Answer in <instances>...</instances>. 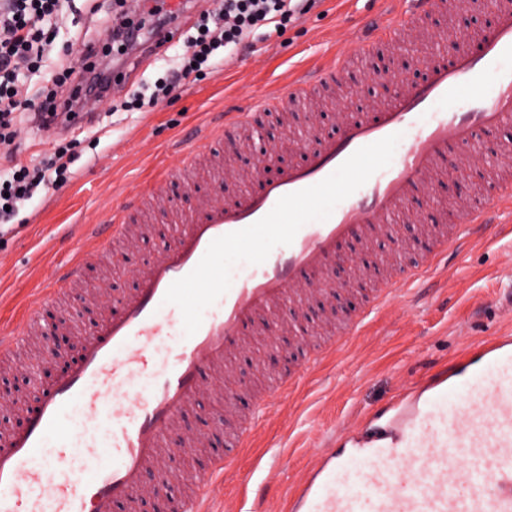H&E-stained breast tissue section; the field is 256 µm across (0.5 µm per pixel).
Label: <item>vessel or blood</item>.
<instances>
[{
    "label": "vessel or blood",
    "mask_w": 512,
    "mask_h": 512,
    "mask_svg": "<svg viewBox=\"0 0 512 512\" xmlns=\"http://www.w3.org/2000/svg\"><path fill=\"white\" fill-rule=\"evenodd\" d=\"M400 19H380L355 32L351 48L324 53L291 75L287 86L252 99L246 111L216 115L204 134L209 147L192 151L191 166L238 144L268 112L295 111L339 85L349 62L380 48L408 47L433 32L434 54L418 81L396 82L388 102L358 115L339 114L334 131L301 135L302 162L272 165L255 190L225 193L217 172L185 228L137 277V286L84 335L77 355L44 390L23 426L0 432V512H116L143 493L167 495L166 460L189 447L177 424L196 401L205 377L232 376L231 361L249 326L277 308L336 288L329 273L349 241L370 248L386 241L382 284L364 313L322 340L296 338L306 360L258 395L252 416L234 409L242 388L224 399L236 435L207 469L194 474L193 494L170 512H212L229 466L270 413L308 374L314 360L357 335L366 316L388 304L400 285L419 286L446 268L448 254L512 216V146L495 163L504 175L461 209L457 224L422 225L419 264L400 259L396 217L443 177L459 176L448 151L479 152L485 136L512 127V0H475L493 27L478 49L435 29L447 0H386ZM87 224L71 262L59 267L13 326L0 328V359L13 357L26 336L49 350L43 308L66 295L85 267L131 236L145 208L173 210L169 176ZM243 252L245 266L228 271L226 255ZM295 512H512V341H479L471 357L437 376L426 402L401 406L385 432L360 450L322 458L294 491Z\"/></svg>",
    "instance_id": "obj_1"
}]
</instances>
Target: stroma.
Returning a JSON list of instances; mask_svg holds the SVG:
<instances>
[{"label":"stroma","mask_w":512,"mask_h":512,"mask_svg":"<svg viewBox=\"0 0 512 512\" xmlns=\"http://www.w3.org/2000/svg\"><path fill=\"white\" fill-rule=\"evenodd\" d=\"M373 8V0H321L282 34L255 41L252 49L226 55L216 72L186 81L151 112H126L120 102L134 94H151L155 82L176 67L192 32L190 26H181L148 67L122 75L117 95L86 105L82 122L41 130L31 111H20L16 128L21 150L12 156L0 150L1 178L7 177L15 164H39L60 138L71 143L78 160L66 183L36 192L9 223L0 224V319L20 314L35 286L69 260L79 240L80 225L108 221L113 207L124 202L126 192L146 186L158 165L173 166L179 150L195 148L198 131L213 113L240 111L248 96L282 84L333 39L350 36ZM114 9L113 0H67L57 25V49L103 35V20ZM57 49L51 52L45 73L26 75L29 97L42 94L46 72L62 63ZM389 67L407 74L406 55L389 50L367 61H354L345 84L326 94L311 115H298V124L310 120L333 128L337 113L358 112L367 97L378 91V74ZM262 127L265 135L261 142L244 140L225 160V167L249 172L258 150L289 139L290 129L280 116L264 120ZM488 176L486 166L473 164L460 177L458 189L441 190L430 201L418 198L405 217L398 219L399 235L408 243L402 254L405 264L418 261L413 243L421 212L431 207L438 217L455 215L465 201L480 193ZM181 228L180 213L156 216L141 236L122 248L123 253L136 255L134 265L118 271L109 263L86 268L71 294L48 311L49 321L62 320L74 331H82L85 320L75 308L77 297L86 293L98 296L94 311L105 315L111 304L131 291L135 271ZM373 286L374 279L368 276L350 301L311 298L302 307L306 327L322 332L327 319L352 315ZM509 332L512 223L497 237L475 242L450 256L446 274L396 300L343 351L319 365L276 414L262 418L251 448L233 466L223 499L214 504L216 512H232L240 500L254 498L260 483L272 482L281 490L299 484L327 450L350 451L353 444L383 427L381 411L399 406L429 367H442L472 344ZM264 344V337H256L235 360V382L251 391L282 370ZM38 349V341H31L17 355L16 365L0 364V396L11 399L0 412L1 430L13 427L18 412L33 407L34 393L58 372L49 361H38ZM223 410L218 383L205 382L196 403L182 414L179 431L187 437L206 436L207 442L193 455L170 460V469L181 479L193 467L205 466L229 443V432L212 426L213 415Z\"/></svg>","instance_id":"1"}]
</instances>
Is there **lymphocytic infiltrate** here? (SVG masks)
<instances>
[{
    "label": "lymphocytic infiltrate",
    "mask_w": 512,
    "mask_h": 512,
    "mask_svg": "<svg viewBox=\"0 0 512 512\" xmlns=\"http://www.w3.org/2000/svg\"><path fill=\"white\" fill-rule=\"evenodd\" d=\"M320 0H217V6L202 11L194 24V34L186 38V50L176 68L156 81L149 98L133 96L123 102L125 111L154 107L168 98L183 81L201 79L213 69L223 52L246 48L250 38L264 27L284 28L317 7ZM64 0H0V146L19 151L16 142V114L29 107L20 84L27 72L39 70L54 48L55 19ZM133 26L107 27L113 58L127 55L133 43ZM84 53L77 61L62 64L52 73L51 90L38 105L41 128L69 122L82 108L85 95L101 97L112 87V60L100 58L94 40L83 41ZM75 157L68 145L60 144L39 166L15 168L10 178L0 182V223H8L38 188L67 181Z\"/></svg>",
    "instance_id": "lymphocytic-infiltrate-1"
}]
</instances>
